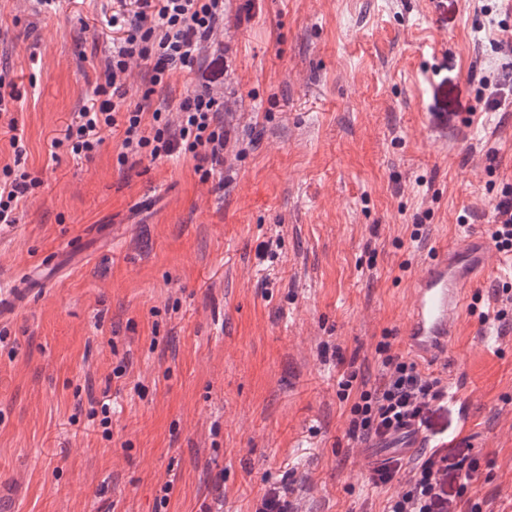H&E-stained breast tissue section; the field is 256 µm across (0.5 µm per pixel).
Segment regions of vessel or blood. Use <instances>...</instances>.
<instances>
[{
	"label": "vessel or blood",
	"mask_w": 512,
	"mask_h": 512,
	"mask_svg": "<svg viewBox=\"0 0 512 512\" xmlns=\"http://www.w3.org/2000/svg\"><path fill=\"white\" fill-rule=\"evenodd\" d=\"M490 258L489 241L473 234L438 251L413 281L406 345L416 357L429 361L447 348L473 279L487 270Z\"/></svg>",
	"instance_id": "obj_1"
}]
</instances>
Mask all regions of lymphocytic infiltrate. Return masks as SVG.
Here are the masks:
<instances>
[{"label": "lymphocytic infiltrate", "mask_w": 512, "mask_h": 512, "mask_svg": "<svg viewBox=\"0 0 512 512\" xmlns=\"http://www.w3.org/2000/svg\"><path fill=\"white\" fill-rule=\"evenodd\" d=\"M133 14L113 18L121 31L108 57L90 103L77 112L56 149L73 157L92 158L104 131L122 128L117 155L119 166H133L143 158L154 160L189 154L197 170L224 162L228 133L211 89L187 95L176 118L154 111L144 125V104L128 105L127 78L132 63L144 65L152 83H161L173 70L192 68L224 27V0H136ZM42 179L26 168H0V224L20 220L19 203L33 195ZM381 380L368 388H354L356 371L348 370L338 383V395L350 400L348 434L361 441L384 442L402 432L419 433L434 403L447 399V383L422 372L417 363L392 354L388 340L379 341ZM420 461L407 488L390 500L386 512H481L467 493L477 479L478 462L469 456L448 460L439 449L422 447ZM458 482L457 499L449 501L448 477Z\"/></svg>", "instance_id": "f902f5d3"}]
</instances>
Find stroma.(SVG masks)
Masks as SVG:
<instances>
[{
	"label": "stroma",
	"instance_id": "stroma-1",
	"mask_svg": "<svg viewBox=\"0 0 512 512\" xmlns=\"http://www.w3.org/2000/svg\"><path fill=\"white\" fill-rule=\"evenodd\" d=\"M481 5L226 0L223 50L156 86L135 71L131 96L173 113L223 92L231 140L206 179L188 154L119 169L118 128L89 160L51 148L134 0H0V168L43 180L0 226L8 512H256L284 485L295 512H383L401 486L370 476L395 451L350 439L337 382H377L381 337L404 353L410 283L512 187V112L483 86L512 51ZM506 283L512 254L493 252L421 366L453 390L427 433L472 448L483 512H512V325L480 321Z\"/></svg>",
	"mask_w": 512,
	"mask_h": 512
}]
</instances>
